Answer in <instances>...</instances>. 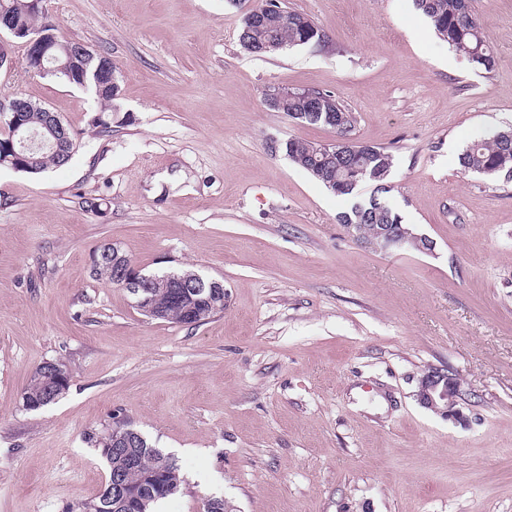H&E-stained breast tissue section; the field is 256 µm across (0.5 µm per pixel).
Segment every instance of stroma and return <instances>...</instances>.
<instances>
[{
  "instance_id": "obj_1",
  "label": "stroma",
  "mask_w": 512,
  "mask_h": 512,
  "mask_svg": "<svg viewBox=\"0 0 512 512\" xmlns=\"http://www.w3.org/2000/svg\"><path fill=\"white\" fill-rule=\"evenodd\" d=\"M281 2L325 46L249 53L229 0H44L122 71L106 129L15 42L0 98L46 105L77 148L38 175L0 167V512L97 496L109 467L85 436L116 417L180 468L157 512H512V180L458 163L512 126V0H472L489 72L413 0ZM272 87L334 93L355 138L392 152L391 201L432 252L339 223L348 200L270 149L335 132L267 108ZM106 243L143 273L223 282V313L145 317L94 274ZM51 360L70 387L26 410ZM430 368L460 378L461 417L418 403ZM55 382V375L47 366H41L39 365L33 372L30 382L27 385V387L23 391L22 400L26 403H42V406L38 409H41L45 406H47L50 403L55 402L58 400L63 394L66 393V391L69 389L70 385L67 386L65 390L60 391L54 396L53 401H49L52 399V394L49 395V398L47 401L44 402V398H46L47 393L50 391L49 388L52 387V384ZM34 409V410H38ZM31 410V411H34Z\"/></svg>"
}]
</instances>
